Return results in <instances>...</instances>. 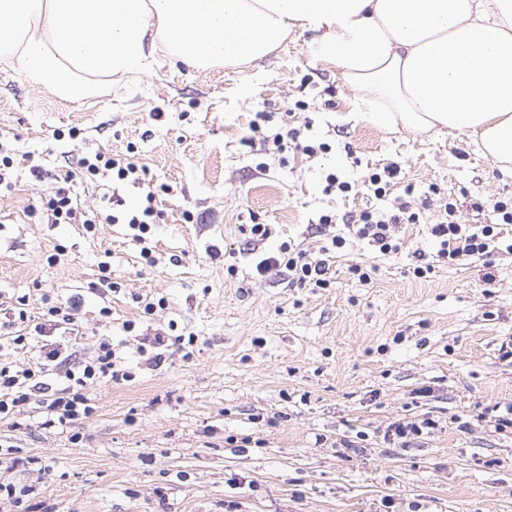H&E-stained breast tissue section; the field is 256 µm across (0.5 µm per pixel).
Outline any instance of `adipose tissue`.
I'll return each mask as SVG.
<instances>
[{
	"mask_svg": "<svg viewBox=\"0 0 512 512\" xmlns=\"http://www.w3.org/2000/svg\"><path fill=\"white\" fill-rule=\"evenodd\" d=\"M294 27L370 123L469 132L512 171V0H0V60L77 101L164 59L255 61Z\"/></svg>",
	"mask_w": 512,
	"mask_h": 512,
	"instance_id": "adipose-tissue-1",
	"label": "adipose tissue"
}]
</instances>
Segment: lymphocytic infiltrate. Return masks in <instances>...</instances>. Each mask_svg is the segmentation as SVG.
<instances>
[{"label": "lymphocytic infiltrate", "mask_w": 512, "mask_h": 512, "mask_svg": "<svg viewBox=\"0 0 512 512\" xmlns=\"http://www.w3.org/2000/svg\"><path fill=\"white\" fill-rule=\"evenodd\" d=\"M79 167L80 173L87 178L108 173L118 183L141 185L145 182V169L119 154L98 153L84 157ZM74 175L69 171L55 176L54 190L28 205V216H44L51 224H81L90 232L101 222H121L142 232L162 217L156 205V193L151 189L136 207H123L121 199L110 196L99 216L89 215L73 198L71 183ZM454 214V204L445 203L441 221L431 227L430 233L439 244L437 262L449 264L476 255L488 258L501 251L503 242L492 225L465 228L455 222ZM418 221V213L399 202L384 211H361L354 222L355 234L380 254L394 255L401 250V243L395 236L396 225ZM342 243V237H332L315 257L302 250L284 248L279 253L261 257L255 268L262 275L288 273L292 282L302 287L327 288L332 283L331 254ZM24 304V299H17L15 305L0 313V329L6 330L10 344L33 352L32 360L25 368L0 362V421L7 420L13 427H20V414L35 403L42 410L43 428H64L95 413L96 407L88 395L90 385L102 381L119 383L131 380V373L123 368L111 343L106 340L100 342L93 359L81 363L78 369L69 368L68 356L63 347L53 343L52 337L62 325L74 324L80 306L78 298L51 302L35 324L31 323ZM53 370L63 371L66 379L64 386L57 390L49 388L43 381L44 376Z\"/></svg>", "instance_id": "1"}]
</instances>
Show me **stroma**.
Returning a JSON list of instances; mask_svg holds the SVG:
<instances>
[{"label": "stroma", "instance_id": "1", "mask_svg": "<svg viewBox=\"0 0 512 512\" xmlns=\"http://www.w3.org/2000/svg\"><path fill=\"white\" fill-rule=\"evenodd\" d=\"M310 38L292 30L245 65L166 62L103 81L79 102L0 61V143L16 183L0 193V308L22 297L36 318L46 297H79V331L63 346L86 361L109 340L133 374L91 386L96 412L70 428L42 429L34 409L24 428L0 423V441L47 466L0 467V483L28 490L19 503L1 498L0 512H512V429L495 430L491 414L512 403V358L501 351L512 341V251L412 273L416 253L437 250L428 187L452 200L456 222L489 224L491 203L512 200V174L466 133L368 122L336 67L310 58ZM299 100L291 126L312 120L329 153L249 144L257 113H272L274 132ZM98 152L131 156L160 186L163 217L144 242L125 224L89 233L27 216L53 188L30 166L62 173ZM390 164L399 172L388 199L414 186L421 219L400 225V253L384 256L348 220L380 207L366 180ZM330 172L352 191L325 194ZM114 190L130 207L144 195L107 177L74 184L88 210ZM324 213L336 222L322 231ZM257 223L272 235L253 239ZM334 235L345 244L331 287L255 269L282 243L315 255ZM105 260L112 292L99 287ZM354 264L370 281L349 274ZM157 332L169 338L158 366L139 350ZM426 420L406 447L389 443L392 424Z\"/></svg>", "mask_w": 512, "mask_h": 512}]
</instances>
